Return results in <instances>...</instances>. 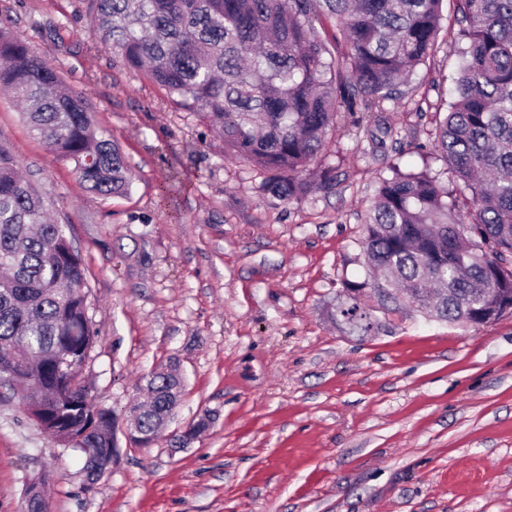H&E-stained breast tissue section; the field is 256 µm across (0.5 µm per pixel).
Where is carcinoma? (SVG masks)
<instances>
[{
  "mask_svg": "<svg viewBox=\"0 0 512 512\" xmlns=\"http://www.w3.org/2000/svg\"><path fill=\"white\" fill-rule=\"evenodd\" d=\"M443 0H89L92 38L146 73L172 103L201 115L224 148L269 171L265 188L299 200L331 188L335 168L302 177L343 112L386 111L438 46ZM459 62L435 129L443 172L391 169L364 218L363 253L382 273L336 305L360 337L411 310L472 326L512 302V0H450ZM80 183L103 196L129 189L120 148L90 100L23 37L0 23V91ZM0 144V372L27 384L33 421L80 449L97 481L115 447V416L72 385L96 344L86 273L65 225ZM172 368L146 380L131 409L136 444L151 445L176 409Z\"/></svg>",
  "mask_w": 512,
  "mask_h": 512,
  "instance_id": "obj_1",
  "label": "carcinoma"
}]
</instances>
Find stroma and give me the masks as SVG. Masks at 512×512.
I'll list each match as a JSON object with an SVG mask.
<instances>
[{"label":"stroma","instance_id":"35a3bbf8","mask_svg":"<svg viewBox=\"0 0 512 512\" xmlns=\"http://www.w3.org/2000/svg\"><path fill=\"white\" fill-rule=\"evenodd\" d=\"M87 0H0L131 168L128 193L79 183L0 93V144L45 192L81 254L97 342L82 378L116 415L112 465L87 485L77 450L28 416L0 385V512H21L46 470L52 512H512V313L469 328L380 316L359 338L330 314L343 281H363L359 241L375 182L395 149L421 167L445 107L457 23L373 125L340 114L322 152L332 190L283 201L267 177L224 153L197 114L88 33ZM167 364L180 404L158 441L131 445L127 415L146 376ZM189 445L175 435L200 418Z\"/></svg>","mask_w":512,"mask_h":512}]
</instances>
